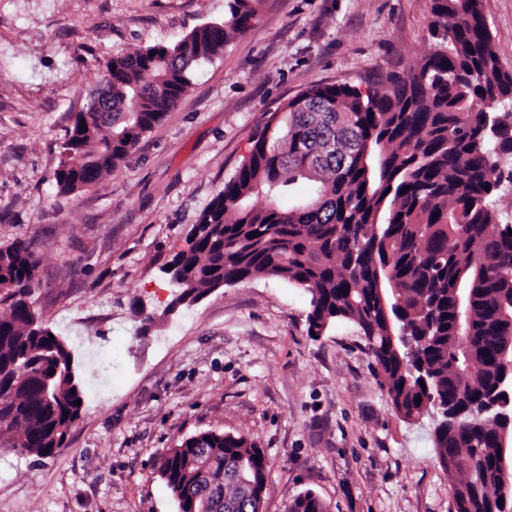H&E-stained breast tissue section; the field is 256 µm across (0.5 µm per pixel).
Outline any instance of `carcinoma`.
Returning a JSON list of instances; mask_svg holds the SVG:
<instances>
[{
  "label": "carcinoma",
  "instance_id": "cac0c4a2",
  "mask_svg": "<svg viewBox=\"0 0 512 512\" xmlns=\"http://www.w3.org/2000/svg\"><path fill=\"white\" fill-rule=\"evenodd\" d=\"M259 4L227 0L223 22L112 58V111L93 98L76 114L58 192L94 186L124 161ZM428 32L431 53L374 91L318 84L273 113L169 268L179 303L269 276L309 295V335L356 326L397 415L448 407L433 437L454 512H512V423L472 415L512 362V223L497 207L512 185V74L481 0H430ZM38 283L30 243L0 246V447L50 458L80 418L83 387L69 346L30 302ZM241 464L262 488L263 451L210 430L170 449L160 471L178 512H257L226 480ZM288 512L327 508L306 491Z\"/></svg>",
  "mask_w": 512,
  "mask_h": 512
}]
</instances>
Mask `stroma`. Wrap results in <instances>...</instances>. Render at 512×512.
<instances>
[{
    "instance_id": "35a3bbf8",
    "label": "stroma",
    "mask_w": 512,
    "mask_h": 512,
    "mask_svg": "<svg viewBox=\"0 0 512 512\" xmlns=\"http://www.w3.org/2000/svg\"><path fill=\"white\" fill-rule=\"evenodd\" d=\"M429 6L261 0L125 163L61 195V146L107 61L223 21L224 0H0V245L32 242L31 300L85 382L54 457L0 447V512H177L159 461L208 430L263 450V512L308 490L329 512H453L430 418L397 416L353 324L311 338L308 295L263 276L176 307L166 273L270 114L416 66ZM482 10L511 73L512 0Z\"/></svg>"
}]
</instances>
